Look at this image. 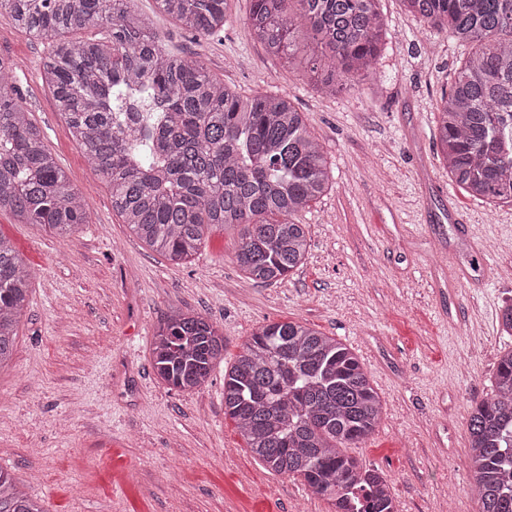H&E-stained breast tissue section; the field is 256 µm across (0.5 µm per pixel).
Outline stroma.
Masks as SVG:
<instances>
[{
    "label": "stroma",
    "instance_id": "35a3bbf8",
    "mask_svg": "<svg viewBox=\"0 0 512 512\" xmlns=\"http://www.w3.org/2000/svg\"><path fill=\"white\" fill-rule=\"evenodd\" d=\"M169 44L200 57L249 95H288L333 171V187L301 216L305 263L283 281H249L235 259L236 226L211 227L189 262L152 252L112 209L110 185L40 80L48 47L0 15V56L47 149L85 200L88 224L58 236L0 212L30 273L11 361L0 369V468L43 512H334L302 480L253 457L224 414V373L266 322L302 320L356 349L384 401L376 431L350 455L387 476L398 512H481L468 468V409L490 397L498 330L512 295V208H492L448 179L437 112L473 45L426 36L402 0H379L387 34L377 74L327 90L297 34L285 62L254 34L249 0L220 36L191 37L136 0ZM175 309L202 314L225 338L208 381L182 392L157 378L150 343ZM131 492L100 473L113 445Z\"/></svg>",
    "mask_w": 512,
    "mask_h": 512
}]
</instances>
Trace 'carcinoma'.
Instances as JSON below:
<instances>
[{
	"label": "carcinoma",
	"instance_id": "cac0c4a2",
	"mask_svg": "<svg viewBox=\"0 0 512 512\" xmlns=\"http://www.w3.org/2000/svg\"><path fill=\"white\" fill-rule=\"evenodd\" d=\"M231 0H156L198 39L232 22ZM249 22L274 53L307 26L320 53L311 72L338 90L376 71L385 35L377 0H250ZM429 33L476 45L439 111L448 179L469 196L512 206V0H402ZM29 35L48 43L41 78L112 188V209L150 249L178 264L215 225L244 226L236 260L271 285L303 265L300 215L333 186L321 145L286 94L244 96L198 57L149 30L135 0H0ZM94 29L72 41L69 31ZM0 57V212L59 235L88 222L86 205L47 150ZM31 273L0 237V367L13 355ZM206 317L175 311L151 344L153 369L179 391L204 385L224 355ZM383 401L354 351L296 321L264 324L224 373V414L269 471L303 480L335 512H397L384 474L345 453L378 427ZM470 472L482 512H512V347L497 362L493 395L471 404ZM0 512H43L0 469Z\"/></svg>",
	"mask_w": 512,
	"mask_h": 512
}]
</instances>
